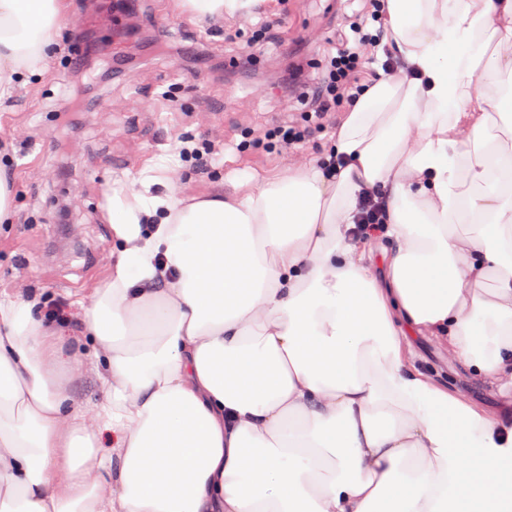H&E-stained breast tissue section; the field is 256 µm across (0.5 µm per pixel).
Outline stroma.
<instances>
[{"mask_svg": "<svg viewBox=\"0 0 512 512\" xmlns=\"http://www.w3.org/2000/svg\"><path fill=\"white\" fill-rule=\"evenodd\" d=\"M360 8L359 0H262L250 14L214 24L193 19L174 0H68V16L84 17L86 36L122 74L93 94L101 109L88 113L65 171L46 145L68 58L55 53L45 76L0 102L16 210L14 223L0 224V296L40 292L48 307L63 310L61 328L79 339L82 310L116 259L112 228L101 219L114 182L134 192V177L162 161L166 186L184 195L202 197L243 179L258 192L287 169L317 163L343 113L328 114L323 129L294 149L270 147L268 131L300 111L310 75ZM275 16L282 20L277 39L254 51L252 28ZM198 46L221 62L220 72L194 64ZM200 137L210 140L211 154L199 164L185 161L184 148ZM404 350L416 369L464 400L512 415V391L461 367L446 337L410 336Z\"/></svg>", "mask_w": 512, "mask_h": 512, "instance_id": "obj_1", "label": "stroma"}]
</instances>
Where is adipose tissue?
Instances as JSON below:
<instances>
[{
  "mask_svg": "<svg viewBox=\"0 0 512 512\" xmlns=\"http://www.w3.org/2000/svg\"><path fill=\"white\" fill-rule=\"evenodd\" d=\"M385 7L407 69L357 96L335 176L196 197L154 192L144 170L139 193H108L119 249L85 311L106 386L93 415L72 409L79 350L41 296L0 298V512H512V419L402 352L406 331L445 336L512 386V0ZM66 8L0 0V99L48 72ZM372 187L399 244L380 280L351 234Z\"/></svg>",
  "mask_w": 512,
  "mask_h": 512,
  "instance_id": "obj_1",
  "label": "adipose tissue"
}]
</instances>
